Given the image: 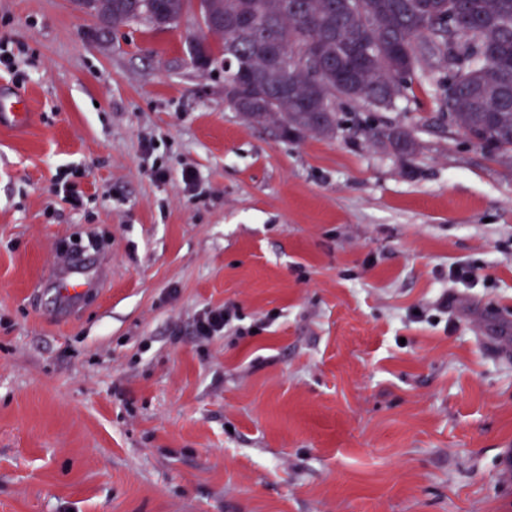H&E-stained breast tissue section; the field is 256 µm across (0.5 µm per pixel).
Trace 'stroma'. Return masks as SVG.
Instances as JSON below:
<instances>
[{"label":"stroma","mask_w":512,"mask_h":512,"mask_svg":"<svg viewBox=\"0 0 512 512\" xmlns=\"http://www.w3.org/2000/svg\"><path fill=\"white\" fill-rule=\"evenodd\" d=\"M205 36L0 0V512H512V159L420 77L280 136ZM0 121L8 118L14 126H22L27 123L29 112L25 108L24 101L8 95H0ZM372 136L393 152L402 156H411L416 150V143L411 133L404 129L389 128L373 131ZM233 315L230 309L215 308L208 309L198 315L195 323V333L200 339L207 340L212 336L226 332Z\"/></svg>","instance_id":"35a3bbf8"}]
</instances>
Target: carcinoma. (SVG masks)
<instances>
[{
  "label": "carcinoma",
  "instance_id": "carcinoma-1",
  "mask_svg": "<svg viewBox=\"0 0 512 512\" xmlns=\"http://www.w3.org/2000/svg\"><path fill=\"white\" fill-rule=\"evenodd\" d=\"M93 13L107 33L149 10L165 27L194 5L219 40L214 65L232 94L224 101L258 124L297 133L336 132V100L381 99L394 106L417 70L445 91L455 125L472 141L512 155V0H108ZM437 57L446 70L421 69ZM411 156L404 129L374 131Z\"/></svg>",
  "mask_w": 512,
  "mask_h": 512
}]
</instances>
